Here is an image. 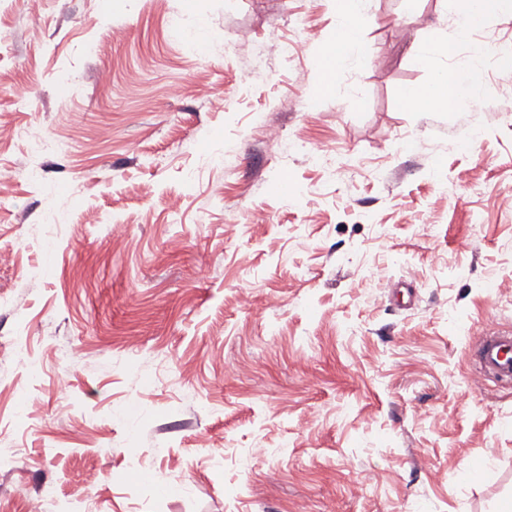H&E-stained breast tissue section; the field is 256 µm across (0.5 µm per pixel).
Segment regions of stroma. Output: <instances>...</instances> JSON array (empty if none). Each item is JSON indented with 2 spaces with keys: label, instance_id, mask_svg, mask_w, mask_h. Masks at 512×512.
<instances>
[{
  "label": "stroma",
  "instance_id": "1",
  "mask_svg": "<svg viewBox=\"0 0 512 512\" xmlns=\"http://www.w3.org/2000/svg\"><path fill=\"white\" fill-rule=\"evenodd\" d=\"M462 7L371 0L321 95L335 0H0V512H512V0ZM484 5L481 9H478L475 6L474 0H466L465 7L459 12L458 17L456 19V25L459 31L464 29H474L477 27L483 20V17L488 10L490 4L492 3L489 0H484ZM480 94L481 88L476 79L475 70L469 72L448 70L437 74L433 86L426 90L423 97L413 94L409 101L406 99L405 101L406 106L409 107H417L424 102L448 106L459 99L477 100ZM480 335L475 345L479 381L489 378L512 385V330L495 329Z\"/></svg>",
  "mask_w": 512,
  "mask_h": 512
}]
</instances>
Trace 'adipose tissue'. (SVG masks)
Listing matches in <instances>:
<instances>
[{
  "label": "adipose tissue",
  "instance_id": "adipose-tissue-1",
  "mask_svg": "<svg viewBox=\"0 0 512 512\" xmlns=\"http://www.w3.org/2000/svg\"><path fill=\"white\" fill-rule=\"evenodd\" d=\"M363 0H336V9L340 18V46L328 49L321 59L319 73L323 86H330L336 73L344 70L349 59H359L367 54L364 43L358 37V26L365 17ZM480 85L474 72L448 70L439 73L433 86L425 96H411L410 106H419L428 102L440 106L452 104L460 99H479Z\"/></svg>",
  "mask_w": 512,
  "mask_h": 512
}]
</instances>
